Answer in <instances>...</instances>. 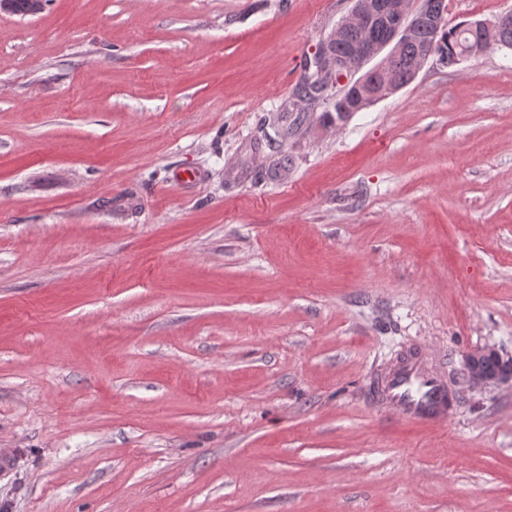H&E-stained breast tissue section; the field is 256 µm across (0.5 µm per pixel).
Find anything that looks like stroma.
<instances>
[{"mask_svg": "<svg viewBox=\"0 0 512 512\" xmlns=\"http://www.w3.org/2000/svg\"><path fill=\"white\" fill-rule=\"evenodd\" d=\"M350 7L0 10V512H512V379L465 371L512 357V53L340 124L299 87ZM411 343L446 426L370 401ZM484 356H493L501 360L499 352L491 346L481 347L467 354L465 361L466 374L473 385L480 386L490 384L492 382L502 380L506 376L512 375L510 364L508 368H504L503 370L496 372L495 375L487 374L479 366V361Z\"/></svg>", "mask_w": 512, "mask_h": 512, "instance_id": "1", "label": "stroma"}]
</instances>
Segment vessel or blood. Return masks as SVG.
<instances>
[{"mask_svg": "<svg viewBox=\"0 0 512 512\" xmlns=\"http://www.w3.org/2000/svg\"><path fill=\"white\" fill-rule=\"evenodd\" d=\"M372 394L403 421L440 426L455 414V401L443 371L423 345L404 352L377 375Z\"/></svg>", "mask_w": 512, "mask_h": 512, "instance_id": "obj_1", "label": "vessel or blood"}]
</instances>
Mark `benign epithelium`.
Instances as JSON below:
<instances>
[{
    "label": "benign epithelium",
    "mask_w": 512,
    "mask_h": 512,
    "mask_svg": "<svg viewBox=\"0 0 512 512\" xmlns=\"http://www.w3.org/2000/svg\"><path fill=\"white\" fill-rule=\"evenodd\" d=\"M440 2L441 8L437 9L434 7L435 0H418V6L413 9L410 7V0H392L384 12L376 0H353L351 9L339 20L336 28L339 29L354 19H361L370 24L374 17L381 14L386 22L385 38L359 48L353 65L337 59L332 53L330 41H323L315 52L314 64L317 71L323 72L336 66L342 69V73L338 80L318 88V91L323 95L334 92L333 107L340 110L343 107L344 95L350 91L357 95H367L366 106L370 107L400 90V87L387 83L391 63L401 46L411 39L418 23L425 22L436 30L442 26L447 19L448 6L446 0ZM468 27L488 34L509 29L512 27V12L502 14L493 21H472ZM372 61L375 65L368 70L365 69ZM354 75L357 76L355 80L352 79ZM484 356L498 358L500 354L495 348L485 346L471 351L466 356V374L473 385L490 384L512 375V369L509 367L493 375L487 374L479 366V361Z\"/></svg>",
    "instance_id": "7a95c632"
}]
</instances>
